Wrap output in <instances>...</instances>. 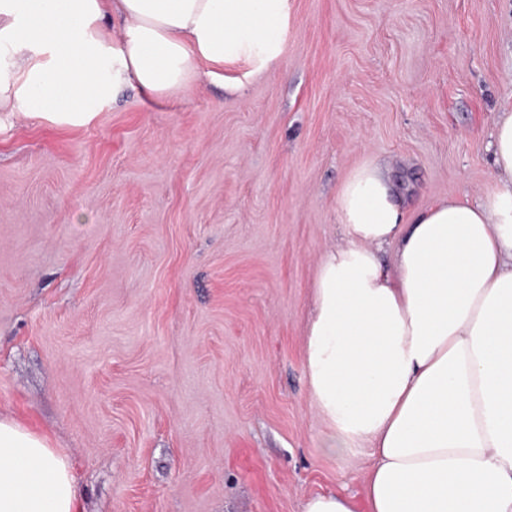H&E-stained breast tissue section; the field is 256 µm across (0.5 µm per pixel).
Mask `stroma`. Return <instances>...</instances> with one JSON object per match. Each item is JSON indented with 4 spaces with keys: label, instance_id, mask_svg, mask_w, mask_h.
<instances>
[{
    "label": "stroma",
    "instance_id": "obj_1",
    "mask_svg": "<svg viewBox=\"0 0 512 512\" xmlns=\"http://www.w3.org/2000/svg\"><path fill=\"white\" fill-rule=\"evenodd\" d=\"M512 97V0H292L242 95L126 89L83 127L0 112V417L67 455L83 512H303L363 497L304 340L336 193L477 200Z\"/></svg>",
    "mask_w": 512,
    "mask_h": 512
}]
</instances>
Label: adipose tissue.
<instances>
[{"mask_svg":"<svg viewBox=\"0 0 512 512\" xmlns=\"http://www.w3.org/2000/svg\"><path fill=\"white\" fill-rule=\"evenodd\" d=\"M290 0H0V112L89 124L128 87L169 97L218 67L281 60ZM477 201L405 218L386 169L340 186L304 343L309 395L340 453L366 445L365 497L304 512H512V100ZM391 250L392 264L380 254ZM0 512H82L67 457L0 418Z\"/></svg>","mask_w":512,"mask_h":512,"instance_id":"1","label":"adipose tissue"}]
</instances>
